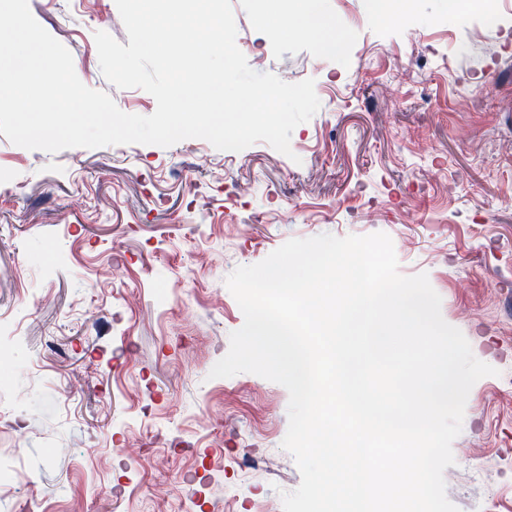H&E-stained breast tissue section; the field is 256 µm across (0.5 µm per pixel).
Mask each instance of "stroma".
<instances>
[{
	"label": "stroma",
	"mask_w": 512,
	"mask_h": 512,
	"mask_svg": "<svg viewBox=\"0 0 512 512\" xmlns=\"http://www.w3.org/2000/svg\"><path fill=\"white\" fill-rule=\"evenodd\" d=\"M79 79L129 114L156 100L101 73L129 38L115 0H28ZM250 67L314 79L320 108L239 152L203 139L50 154L0 135V512H264L301 474L285 387L210 378L244 323L225 279L292 238L387 234L444 320L496 373L472 387L448 499L512 512V0L506 25L456 0H318L345 55L266 23L306 0H231Z\"/></svg>",
	"instance_id": "stroma-1"
}]
</instances>
